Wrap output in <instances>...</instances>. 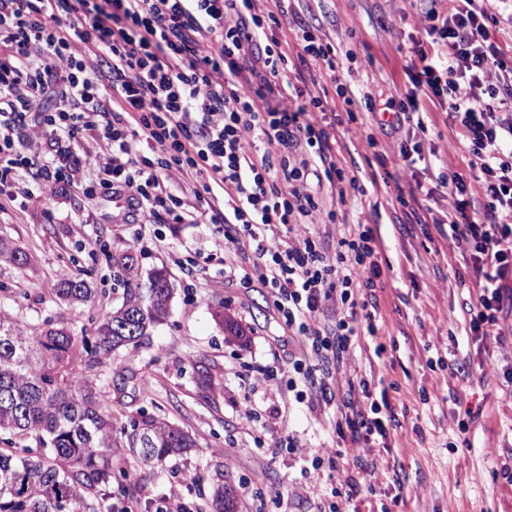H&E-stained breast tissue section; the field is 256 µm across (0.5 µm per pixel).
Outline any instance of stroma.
<instances>
[{"instance_id": "stroma-1", "label": "stroma", "mask_w": 512, "mask_h": 512, "mask_svg": "<svg viewBox=\"0 0 512 512\" xmlns=\"http://www.w3.org/2000/svg\"><path fill=\"white\" fill-rule=\"evenodd\" d=\"M274 12L276 34L290 58L302 48L297 25L315 22L324 41L352 50L337 78L312 62L288 78L293 85L281 101L294 109L302 97L319 96L327 113H315L316 126L336 140V155L375 179L372 201L348 199L343 215L328 224L338 196L322 192V207L304 217L289 243L301 244L319 225L339 239L353 224L378 225L384 240L383 274L376 288L382 355L372 347L349 351L328 381L342 396L358 376L383 380L398 420L386 446L369 457V472L355 505L377 512H512V483L501 467L512 460V388L503 372L512 364V315L499 333L470 336L463 304L469 296L457 275L469 256L446 221L457 198L437 186L439 170L468 173L467 142L451 127L445 108L425 102L430 122L425 162L399 165L401 146L410 141L409 124L378 130L370 114L335 123L341 110L336 81L358 97L385 101L405 90L404 68L424 21L414 0H256ZM375 135L377 151L365 147ZM89 179L57 193L51 204L33 199L27 208L0 200V236L9 237L31 262L0 263V309L20 321L69 324L70 307L56 294L60 280L90 272L94 312L112 308L114 286L107 250L130 248L144 268L166 267L173 297L166 322L158 325L137 354H113L98 381L99 395L117 422L143 411L188 431L198 446L161 467L127 466V484L136 489V512H154L170 493H178L192 512H207L217 485L230 487L239 512H316L343 488V474L313 469L314 455L336 448L357 456L351 441L337 438L334 402H297L288 387V355L302 349V337L289 335L266 289L224 281V236L214 224H126L124 198L104 192L87 197ZM417 199L415 221L391 206L396 195ZM441 225H433V218ZM429 230H422V223ZM223 307L246 330L232 336L214 316ZM470 364L468 377L450 373L455 361ZM215 376L214 391L202 390L196 370ZM147 377L149 389L116 385L121 375ZM254 420L242 427L245 413Z\"/></svg>"}]
</instances>
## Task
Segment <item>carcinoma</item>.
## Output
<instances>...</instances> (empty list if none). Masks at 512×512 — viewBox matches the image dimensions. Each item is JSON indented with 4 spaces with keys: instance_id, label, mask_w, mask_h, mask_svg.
<instances>
[{
    "instance_id": "obj_1",
    "label": "carcinoma",
    "mask_w": 512,
    "mask_h": 512,
    "mask_svg": "<svg viewBox=\"0 0 512 512\" xmlns=\"http://www.w3.org/2000/svg\"><path fill=\"white\" fill-rule=\"evenodd\" d=\"M27 255L0 237V260ZM120 304L73 327L29 324L0 311V512H134L137 498L117 476L133 455L145 465L181 457L195 441L164 418L138 412L115 427L99 398L101 368L112 353L141 348L166 318L168 271L144 268L128 249L112 254ZM58 296L78 309L94 303L82 275L65 278ZM214 512H237L232 490L218 486Z\"/></svg>"
}]
</instances>
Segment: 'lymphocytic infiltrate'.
<instances>
[{"instance_id": "lymphocytic-infiltrate-1", "label": "lymphocytic infiltrate", "mask_w": 512, "mask_h": 512, "mask_svg": "<svg viewBox=\"0 0 512 512\" xmlns=\"http://www.w3.org/2000/svg\"><path fill=\"white\" fill-rule=\"evenodd\" d=\"M418 2L427 38L410 57L405 93L379 107L346 85L336 92L348 120L365 112L414 122L418 138L399 154L405 165L423 154L422 101L455 119L482 200L473 202L463 174L441 171L436 182L459 197L448 227L469 253L475 287L465 308L471 335L483 337L512 308V59L489 32L494 4L512 0ZM277 22L255 0H0V196L28 206L32 194L16 188L21 170L51 191L93 172L125 198L126 223L220 225L229 280L267 288L283 324L307 337L309 357L290 367L312 387L362 337L384 350L375 294L383 240L377 225L358 224L332 250L317 234L288 244L319 209L321 190L362 196L366 186L315 126L321 97L294 111L274 106L294 66L267 34ZM202 37L214 50L200 58ZM492 69L499 84L485 81ZM264 141L282 147L278 160L260 154ZM174 169L198 182L194 204L170 186ZM245 252L247 268L237 263ZM329 299L345 314L322 328ZM396 423L387 393L364 378L336 406V434L357 445L361 470Z\"/></svg>"}]
</instances>
